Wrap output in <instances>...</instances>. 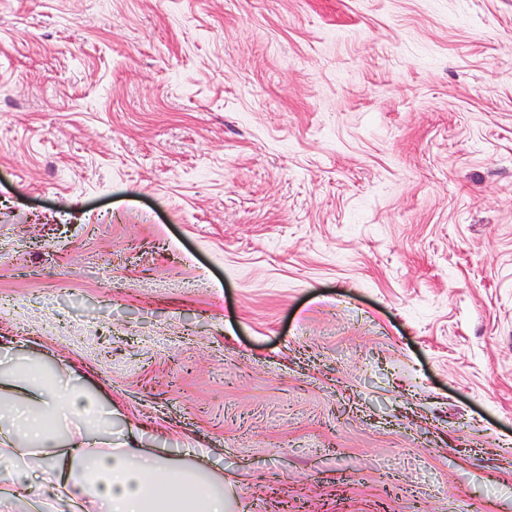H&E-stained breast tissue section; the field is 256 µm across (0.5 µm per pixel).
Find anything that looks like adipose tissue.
<instances>
[{"label":"adipose tissue","mask_w":512,"mask_h":512,"mask_svg":"<svg viewBox=\"0 0 512 512\" xmlns=\"http://www.w3.org/2000/svg\"><path fill=\"white\" fill-rule=\"evenodd\" d=\"M44 512H229L200 465L112 439V412L68 367L0 368V512L19 485Z\"/></svg>","instance_id":"obj_1"}]
</instances>
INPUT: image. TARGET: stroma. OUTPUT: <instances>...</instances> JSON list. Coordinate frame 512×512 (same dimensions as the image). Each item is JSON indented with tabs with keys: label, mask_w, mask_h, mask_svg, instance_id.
I'll return each mask as SVG.
<instances>
[{
	"label": "stroma",
	"mask_w": 512,
	"mask_h": 512,
	"mask_svg": "<svg viewBox=\"0 0 512 512\" xmlns=\"http://www.w3.org/2000/svg\"><path fill=\"white\" fill-rule=\"evenodd\" d=\"M0 297L231 512H512V0H0Z\"/></svg>",
	"instance_id": "1"
}]
</instances>
